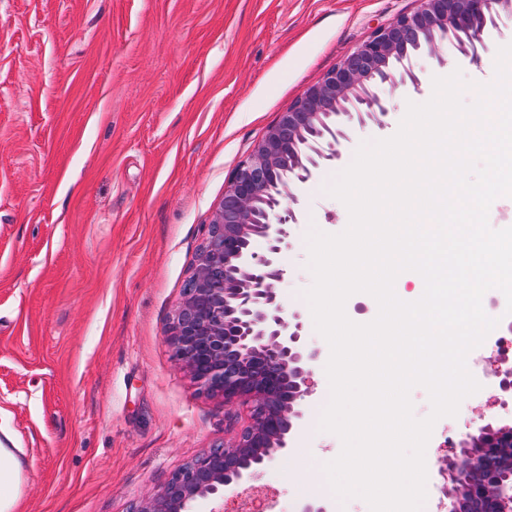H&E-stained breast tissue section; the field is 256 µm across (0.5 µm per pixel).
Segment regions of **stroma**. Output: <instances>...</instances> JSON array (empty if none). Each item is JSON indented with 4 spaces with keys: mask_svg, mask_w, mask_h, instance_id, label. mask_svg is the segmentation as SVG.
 Segmentation results:
<instances>
[{
    "mask_svg": "<svg viewBox=\"0 0 512 512\" xmlns=\"http://www.w3.org/2000/svg\"><path fill=\"white\" fill-rule=\"evenodd\" d=\"M416 0H0V448L21 461L12 512H132L187 462L246 421L198 394L171 360L167 326L205 224L235 165L280 112ZM422 57L418 88L390 93L383 125L357 128L299 196L281 296L305 340L330 356L303 297L310 227L339 233L326 186L361 143L395 133L434 75L492 71L446 46ZM321 389L285 461L197 512H365L288 476L321 472L336 435L320 431ZM512 421L480 389L438 420L427 486L447 487V437Z\"/></svg>",
    "mask_w": 512,
    "mask_h": 512,
    "instance_id": "35a3bbf8",
    "label": "stroma"
}]
</instances>
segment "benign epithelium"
Masks as SVG:
<instances>
[{"label":"benign epithelium","mask_w":512,"mask_h":512,"mask_svg":"<svg viewBox=\"0 0 512 512\" xmlns=\"http://www.w3.org/2000/svg\"><path fill=\"white\" fill-rule=\"evenodd\" d=\"M504 16L512 17V0H418L306 87L232 170L167 336L172 360L197 392L222 398L228 408L247 406V421L224 445L143 497L135 512H192L199 501L251 483L288 454L318 359L278 289L288 226L297 221L294 190L321 162L339 157L346 138L339 125H383L389 108L381 90L418 86L419 56L442 65L441 46L449 42L476 63L487 49L483 33ZM459 447L466 464L448 460V480L481 501L495 490L485 477L497 449L512 447V426L488 423L466 434Z\"/></svg>","instance_id":"benign-epithelium-1"}]
</instances>
